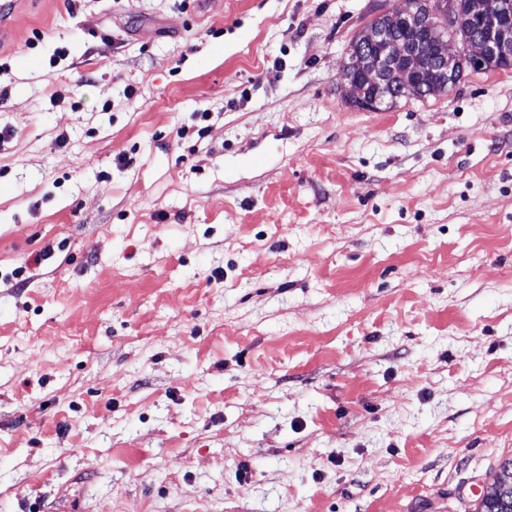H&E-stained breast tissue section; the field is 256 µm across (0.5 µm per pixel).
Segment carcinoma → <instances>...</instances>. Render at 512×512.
<instances>
[{
  "instance_id": "cac0c4a2",
  "label": "carcinoma",
  "mask_w": 512,
  "mask_h": 512,
  "mask_svg": "<svg viewBox=\"0 0 512 512\" xmlns=\"http://www.w3.org/2000/svg\"><path fill=\"white\" fill-rule=\"evenodd\" d=\"M407 6L424 18L434 12L438 16L421 26L408 25L400 10L375 18L371 27L387 30L395 41L383 68H376L381 48L368 36H361L352 45L343 76L364 86L363 100L355 102L361 109L391 107L402 98V86L411 74L428 91L447 84L448 74L441 69V62L447 56L448 40L458 37L467 45L480 34L482 22L501 17V0H407ZM465 67L474 71L508 69L512 68V58L487 59L478 67L469 57L461 56L456 78H461ZM492 487L493 493L482 499L476 512H512V457L501 461Z\"/></svg>"
}]
</instances>
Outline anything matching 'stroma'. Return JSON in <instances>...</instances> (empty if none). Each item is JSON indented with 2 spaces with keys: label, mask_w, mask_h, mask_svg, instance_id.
Wrapping results in <instances>:
<instances>
[{
  "label": "stroma",
  "mask_w": 512,
  "mask_h": 512,
  "mask_svg": "<svg viewBox=\"0 0 512 512\" xmlns=\"http://www.w3.org/2000/svg\"><path fill=\"white\" fill-rule=\"evenodd\" d=\"M407 0H20L0 512H473L512 455V69L356 107Z\"/></svg>",
  "instance_id": "stroma-1"
}]
</instances>
